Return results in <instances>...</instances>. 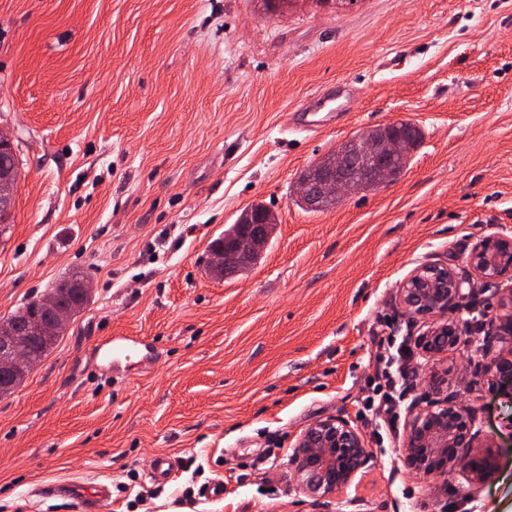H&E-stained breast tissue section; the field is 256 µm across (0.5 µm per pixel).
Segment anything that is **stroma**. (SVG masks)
<instances>
[{
  "mask_svg": "<svg viewBox=\"0 0 512 512\" xmlns=\"http://www.w3.org/2000/svg\"><path fill=\"white\" fill-rule=\"evenodd\" d=\"M333 87L335 121L288 122ZM398 121L423 139L400 178L310 211L301 172L342 140ZM0 126L19 176L0 236V319L70 273L91 299L56 347L0 398V512H78L56 485L93 483L100 512H512V383L476 376L458 399L498 469L412 473L405 418L377 439L364 409L402 342L407 402L427 372L421 320L398 288L448 265L479 326L499 285L466 262L512 228V0H0ZM255 203L278 218L248 272L206 270L209 245ZM152 358L112 371L102 337ZM349 417L374 460L351 487L306 496L296 436ZM178 461L151 483L152 459ZM223 481L224 495L203 489Z\"/></svg>",
  "mask_w": 512,
  "mask_h": 512,
  "instance_id": "1",
  "label": "stroma"
}]
</instances>
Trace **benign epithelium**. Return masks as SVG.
<instances>
[{
  "instance_id": "7a95c632",
  "label": "benign epithelium",
  "mask_w": 512,
  "mask_h": 512,
  "mask_svg": "<svg viewBox=\"0 0 512 512\" xmlns=\"http://www.w3.org/2000/svg\"><path fill=\"white\" fill-rule=\"evenodd\" d=\"M325 165L317 177L296 184V201L319 209L332 198H342L362 190L361 182L348 175L353 166L370 168L381 187L401 173L393 171L366 137L352 152L336 149L324 157ZM15 183L0 181V206L10 210L14 204ZM256 209L244 210L235 221L233 233L215 243L211 252L224 255V275L233 274L247 255H262L272 232L273 218L254 223ZM467 263L476 276L492 282H508L498 299V313L479 329V336L467 334V325L456 315L459 303L471 293L468 281L448 266L424 263L411 271L401 283L399 299L413 316L423 320L425 330L416 339L420 356L434 366L430 371L425 398L408 408L404 438V466L423 476L465 473L475 484L490 480L496 470L493 445L479 442L475 430V411L456 401L449 392L457 374L448 365L449 356L461 345L478 344V371L493 384L512 382V235L501 232L484 237L471 249ZM72 310L58 313L51 322L34 321L27 330L47 334ZM36 366L17 335L16 324L0 320V377L25 378ZM373 461L363 433L341 415L319 419L297 435L288 460L298 485L308 496L324 497L347 489L357 474Z\"/></svg>"
}]
</instances>
